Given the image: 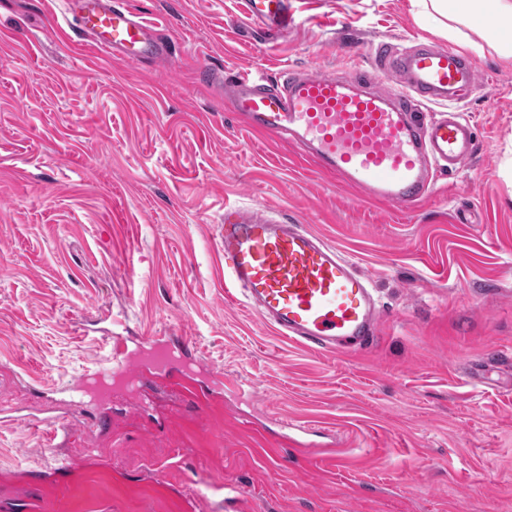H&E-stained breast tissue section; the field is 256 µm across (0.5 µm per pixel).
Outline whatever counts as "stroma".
<instances>
[{
	"instance_id": "stroma-1",
	"label": "stroma",
	"mask_w": 512,
	"mask_h": 512,
	"mask_svg": "<svg viewBox=\"0 0 512 512\" xmlns=\"http://www.w3.org/2000/svg\"><path fill=\"white\" fill-rule=\"evenodd\" d=\"M126 2L167 65L76 63L59 0H0V512H512V61L475 54L479 86L448 107L477 149L402 213L257 137L220 82L448 44L415 0H291L302 23L275 40L241 0ZM228 206L303 225L369 275L371 347L314 351L225 300ZM105 309L115 330L189 337L221 400L159 380L31 430L41 389L103 358ZM93 415L111 428L86 433ZM283 419L339 459L290 461Z\"/></svg>"
}]
</instances>
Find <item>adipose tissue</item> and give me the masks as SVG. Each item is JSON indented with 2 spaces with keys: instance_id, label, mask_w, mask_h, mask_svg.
Here are the masks:
<instances>
[{
  "instance_id": "ef3b65f1",
  "label": "adipose tissue",
  "mask_w": 512,
  "mask_h": 512,
  "mask_svg": "<svg viewBox=\"0 0 512 512\" xmlns=\"http://www.w3.org/2000/svg\"><path fill=\"white\" fill-rule=\"evenodd\" d=\"M424 7L432 9L448 19L449 38L461 35V27L480 24L485 30L508 31L512 29V0H420Z\"/></svg>"
}]
</instances>
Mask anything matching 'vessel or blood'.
I'll list each match as a JSON object with an SVG mask.
<instances>
[{"label":"vessel or blood","instance_id":"obj_1","mask_svg":"<svg viewBox=\"0 0 512 512\" xmlns=\"http://www.w3.org/2000/svg\"><path fill=\"white\" fill-rule=\"evenodd\" d=\"M62 2L95 51L132 65L169 58L158 25L124 0ZM244 21L273 35L297 26L289 0H245ZM371 51L376 71L405 76V91L368 90L373 73L367 71L341 79L321 69L293 68L269 81L245 69L226 82L227 101L252 132L296 146L360 199L407 211L428 194L437 170L456 169L473 155L471 124L456 112L426 115L424 106L469 94L479 67L445 45L405 51L378 42ZM221 245L225 298L242 301L279 335L343 353L373 341L379 309L371 278L319 235L228 208ZM104 341L108 356L69 381L64 394L76 399L89 385L119 378L134 387L146 373L177 369L178 388L195 404L214 398L217 383H204L188 370L195 362L188 337L135 340L117 332ZM285 427L282 447L300 458L313 455L302 425L289 421Z\"/></svg>","mask_w":512,"mask_h":512}]
</instances>
